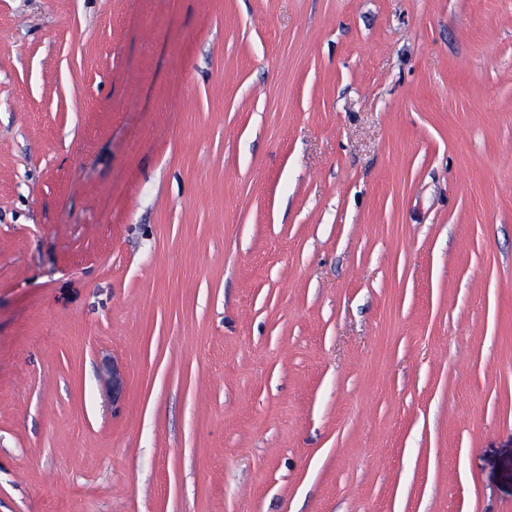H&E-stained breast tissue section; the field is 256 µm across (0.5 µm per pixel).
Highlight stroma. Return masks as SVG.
I'll return each mask as SVG.
<instances>
[{
  "mask_svg": "<svg viewBox=\"0 0 512 512\" xmlns=\"http://www.w3.org/2000/svg\"><path fill=\"white\" fill-rule=\"evenodd\" d=\"M0 512H512V0H0Z\"/></svg>",
  "mask_w": 512,
  "mask_h": 512,
  "instance_id": "obj_1",
  "label": "stroma"
}]
</instances>
